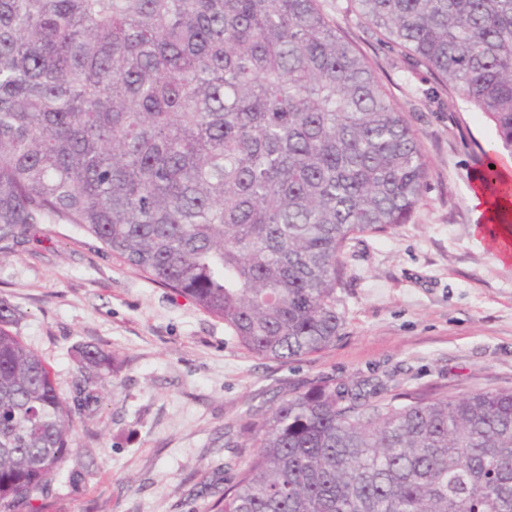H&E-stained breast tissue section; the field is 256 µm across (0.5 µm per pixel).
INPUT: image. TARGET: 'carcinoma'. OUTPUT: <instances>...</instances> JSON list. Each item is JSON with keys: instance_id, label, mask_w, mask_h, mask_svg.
Wrapping results in <instances>:
<instances>
[{"instance_id": "carcinoma-1", "label": "carcinoma", "mask_w": 512, "mask_h": 512, "mask_svg": "<svg viewBox=\"0 0 512 512\" xmlns=\"http://www.w3.org/2000/svg\"><path fill=\"white\" fill-rule=\"evenodd\" d=\"M512 153V0H355ZM429 161L319 0H0V254L71 224L281 362L336 341L357 234L405 224ZM0 300V512H48L92 456L74 397ZM236 436L211 512H512V390L370 400L323 382Z\"/></svg>"}]
</instances>
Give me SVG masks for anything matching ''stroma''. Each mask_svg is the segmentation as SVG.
Instances as JSON below:
<instances>
[{
    "label": "stroma",
    "mask_w": 512,
    "mask_h": 512,
    "mask_svg": "<svg viewBox=\"0 0 512 512\" xmlns=\"http://www.w3.org/2000/svg\"><path fill=\"white\" fill-rule=\"evenodd\" d=\"M367 57L429 159L408 223L356 236L343 257V326L325 350L282 364L248 353L223 321L148 280L69 224H46L0 255V299L11 330L69 393L93 345L112 378L79 434L94 450L81 481L50 483V512H208L233 482L224 425L274 396L320 382L365 380L462 396L512 389V260L478 234L471 201L488 162H505L493 123L455 91L425 97L435 77L389 44L355 0H320Z\"/></svg>",
    "instance_id": "obj_1"
}]
</instances>
